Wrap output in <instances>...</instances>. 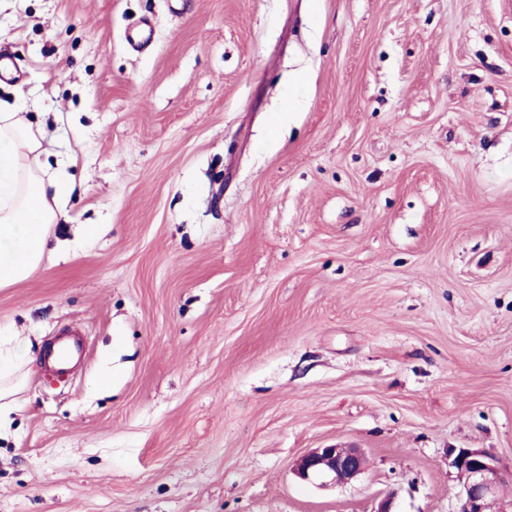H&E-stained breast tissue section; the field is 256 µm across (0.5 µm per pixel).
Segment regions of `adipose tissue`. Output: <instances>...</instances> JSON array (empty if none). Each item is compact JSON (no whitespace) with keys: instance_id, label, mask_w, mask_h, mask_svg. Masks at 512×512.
Here are the masks:
<instances>
[{"instance_id":"obj_1","label":"adipose tissue","mask_w":512,"mask_h":512,"mask_svg":"<svg viewBox=\"0 0 512 512\" xmlns=\"http://www.w3.org/2000/svg\"><path fill=\"white\" fill-rule=\"evenodd\" d=\"M43 135L14 104L0 106V288L26 280L41 267L53 225L70 220L68 192L47 194ZM32 361L28 343H0V430L15 410L18 372Z\"/></svg>"}]
</instances>
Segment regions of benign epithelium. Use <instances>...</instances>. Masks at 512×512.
<instances>
[{"label":"benign epithelium","instance_id":"7a95c632","mask_svg":"<svg viewBox=\"0 0 512 512\" xmlns=\"http://www.w3.org/2000/svg\"><path fill=\"white\" fill-rule=\"evenodd\" d=\"M449 458V466L461 477L460 512H485L487 499L500 481L489 454L461 448L450 451ZM364 465L365 456L360 449L330 445L302 455L295 463L294 472L303 480L329 478L335 484H345L359 475Z\"/></svg>","mask_w":512,"mask_h":512}]
</instances>
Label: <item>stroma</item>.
<instances>
[{
	"mask_svg": "<svg viewBox=\"0 0 512 512\" xmlns=\"http://www.w3.org/2000/svg\"><path fill=\"white\" fill-rule=\"evenodd\" d=\"M0 55L73 243L0 336L87 340L27 366L0 512H459V448L512 512V0H0ZM84 351L85 346L81 339L72 334L63 335L45 353L47 367L57 375H66L72 363L82 357ZM364 465L365 456L359 448L330 445L302 455L294 472L303 480L330 478L336 485L348 483L363 471Z\"/></svg>",
	"mask_w": 512,
	"mask_h": 512,
	"instance_id": "1",
	"label": "stroma"
}]
</instances>
